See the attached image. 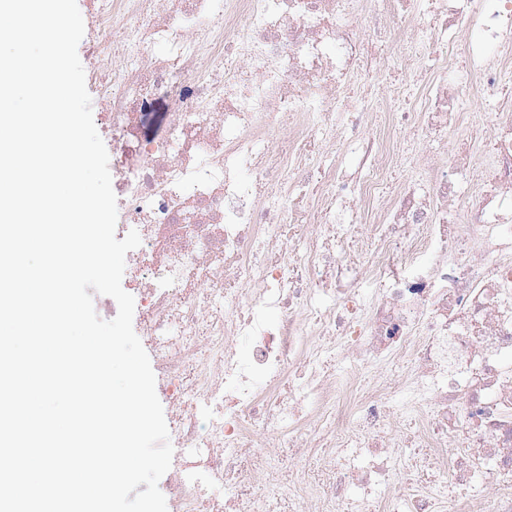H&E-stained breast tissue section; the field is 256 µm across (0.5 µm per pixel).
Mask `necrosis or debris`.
<instances>
[{"instance_id": "obj_1", "label": "necrosis or debris", "mask_w": 512, "mask_h": 512, "mask_svg": "<svg viewBox=\"0 0 512 512\" xmlns=\"http://www.w3.org/2000/svg\"><path fill=\"white\" fill-rule=\"evenodd\" d=\"M93 4L176 512H512V0ZM170 87L159 84L157 90L138 105L141 113L140 134L145 140L161 137L167 126V113L170 112Z\"/></svg>"}]
</instances>
